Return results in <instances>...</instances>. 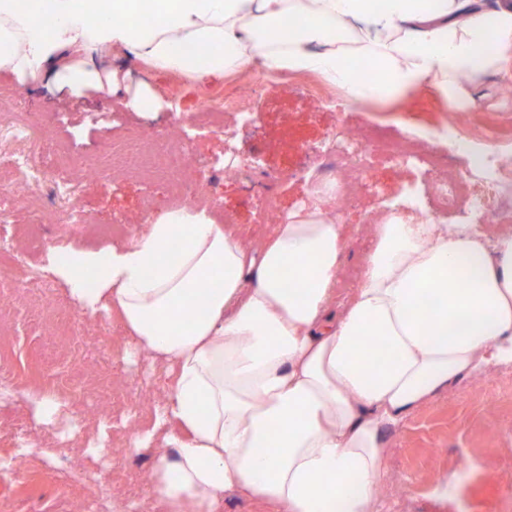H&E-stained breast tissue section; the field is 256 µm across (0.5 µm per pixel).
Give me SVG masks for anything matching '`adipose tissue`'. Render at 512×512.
I'll use <instances>...</instances> for the list:
<instances>
[{"label":"adipose tissue","instance_id":"ef3b65f1","mask_svg":"<svg viewBox=\"0 0 512 512\" xmlns=\"http://www.w3.org/2000/svg\"><path fill=\"white\" fill-rule=\"evenodd\" d=\"M0 0V70L26 88L79 99L92 89L158 112L147 74L206 82L245 67L310 71L352 99L434 78L450 104L512 47V9L482 0ZM153 12V24L134 21ZM374 58L363 85L349 59ZM330 190L297 207L254 250L189 208L151 216L132 241L68 250L51 270L84 313L111 311L174 381L153 432L149 486L168 512H214L237 489L276 512H378L386 430L460 380L512 360V231L424 224L413 202L376 225L352 296L336 300L344 225ZM223 277L207 287L214 271ZM187 320L175 322L174 310ZM377 350H363L365 337Z\"/></svg>","mask_w":512,"mask_h":512}]
</instances>
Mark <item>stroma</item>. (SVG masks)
<instances>
[{
	"instance_id": "35a3bbf8",
	"label": "stroma",
	"mask_w": 512,
	"mask_h": 512,
	"mask_svg": "<svg viewBox=\"0 0 512 512\" xmlns=\"http://www.w3.org/2000/svg\"><path fill=\"white\" fill-rule=\"evenodd\" d=\"M311 75L298 71L241 69L205 84L177 75H154L148 83L166 100L165 111L146 116L129 111L122 99L100 100L86 92L79 101L60 100L46 90H23L19 107L35 123L25 140L0 128V156L29 154L46 184L39 200L44 212L70 208L69 196L56 193L57 181L75 182L90 224L45 222L37 243L25 242L31 215L0 210V245L22 249L25 270H35L48 291L36 290L24 273L0 275V307L7 319L0 323V377L10 379L7 395L0 397V512H73V503L85 492L83 471H94L112 494L128 498L138 477L148 475L153 454L162 441L139 456L128 455L125 428L132 425L130 407L140 409L138 431L151 430L153 411L164 401L172 383L169 374L153 364L148 353L123 354L128 339L118 325L104 323L83 330L60 327L56 313L73 310L63 282L47 270L50 252L57 248L100 249L125 244L126 238L107 234L114 224L128 225L131 235L144 228L145 214L171 206L163 183L125 175L86 178L80 157L102 151L137 133L164 141L176 116L197 112L214 91L233 96L248 93L250 108L230 118V136L204 128L187 132L188 150L210 176L209 195L216 220H230L243 236L269 235L272 225L262 223L266 201L285 213L307 200L317 181L336 178L328 153L339 128L361 124L380 126L387 136L400 139L428 130L430 147L448 151L451 134L446 123L461 112L460 128L471 131L487 122L489 113L505 101L499 94L512 83V56L501 69L474 83L470 101L453 109L432 79L421 80L390 99L370 98L362 103L336 97L337 86L324 82L326 97L312 95L306 85ZM233 149L240 171L224 177L217 165L226 149ZM363 197L344 211L328 206L347 228L343 272L350 278L344 291L357 287L364 252L371 243L365 226L373 216L391 210L406 196L425 197V177L411 166L385 164L368 174ZM512 374V365L491 367L480 377L465 380L448 394L415 412L400 429L389 432V476L382 491L401 496L406 512H458L461 500L471 501L476 512H512V390L499 377ZM76 385L70 394L66 421L45 426L35 418L31 399L39 391H59L60 379ZM113 399L108 452L88 451L100 425L95 408L99 398ZM28 430V454L18 452L16 425ZM473 463L470 477L453 495L435 490L433 473L455 477L461 457ZM23 470H16V460Z\"/></svg>"
}]
</instances>
